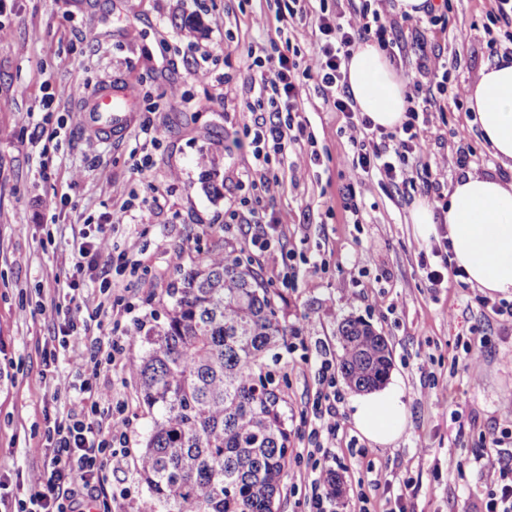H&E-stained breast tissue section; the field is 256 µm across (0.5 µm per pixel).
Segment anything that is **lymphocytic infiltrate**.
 Instances as JSON below:
<instances>
[{"mask_svg": "<svg viewBox=\"0 0 512 512\" xmlns=\"http://www.w3.org/2000/svg\"><path fill=\"white\" fill-rule=\"evenodd\" d=\"M291 2V7L276 13L275 19L284 27L314 18L313 49L303 57L287 43L275 53L253 57L248 66L247 95L241 105L244 111L256 115L252 126L245 129L253 158L244 175L255 192L250 214L258 215L263 198L272 197L278 183L267 172L272 155L291 158L297 169L305 162V154L298 148L303 134L295 130L286 115L297 111L309 80L314 82L324 103L348 119L352 147L348 167L352 175L359 177L376 171L389 183L412 185L419 181L425 193L438 192L439 184L429 176L431 164L424 150L428 133L436 129L442 117L436 101L430 97H408L404 121L388 130L373 125L349 91L346 64L355 44L373 38L381 50L393 51L395 44L387 33L395 28V21L372 10L371 0H350L348 6H337L331 12L314 11L312 0ZM412 156L418 159V166L409 165ZM103 313L99 305L83 317L60 305L50 309L56 332L52 343L43 347L44 361L54 363L57 351H64L70 374L47 376L43 382L55 395L68 397L73 408L46 416L47 454L41 467L28 472L29 494L18 500L16 512H83L81 492L85 489L97 493L100 512H120L127 496L126 490L113 489L107 466L112 458L127 453L130 423L119 409L113 412L109 424L100 423V404L109 395L97 385L105 369L131 375L133 357L127 344V327L121 321H113L110 336L102 345L83 348L74 342L80 328L100 321ZM339 397L335 359L331 353H321L317 400L322 408L315 415V446L308 449V456H315L319 449L335 447ZM486 480L490 487L486 512H512V459L488 462Z\"/></svg>", "mask_w": 512, "mask_h": 512, "instance_id": "lymphocytic-infiltrate-1", "label": "lymphocytic infiltrate"}]
</instances>
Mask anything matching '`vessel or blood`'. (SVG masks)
<instances>
[{"label":"vessel or blood","instance_id":"obj_1","mask_svg":"<svg viewBox=\"0 0 512 512\" xmlns=\"http://www.w3.org/2000/svg\"><path fill=\"white\" fill-rule=\"evenodd\" d=\"M81 124L95 136H109L126 130L134 119V107L128 85L106 82L85 87Z\"/></svg>","mask_w":512,"mask_h":512}]
</instances>
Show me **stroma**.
<instances>
[{"instance_id": "stroma-1", "label": "stroma", "mask_w": 512, "mask_h": 512, "mask_svg": "<svg viewBox=\"0 0 512 512\" xmlns=\"http://www.w3.org/2000/svg\"><path fill=\"white\" fill-rule=\"evenodd\" d=\"M490 0H448L445 31L425 30L428 50L455 61L456 80L472 81L492 64L508 41L503 30L486 34ZM275 0H5L0 25V512H14L24 497L27 472L44 460V416L68 411L52 400L41 373L42 348L53 334L45 315L58 297L56 276L70 264L75 243L95 238L111 224L113 254L132 249L138 265L110 296L91 271L81 307L103 301L118 314L132 313L131 348L142 351L150 329L166 316V290L175 278L168 253L194 260L225 246H244L245 258L280 295L278 317L288 329L269 367L288 402L290 445L278 512H307L297 471L310 468L305 450L314 423L318 349L339 354V323L366 321L392 349L389 380L402 392L406 424L390 445H378L356 428V398L341 386L336 404V445L316 461L339 473L344 494L335 512H485V473L473 458L497 456L484 444L512 429V369L500 357L512 353V318L498 314L503 299L446 276L427 285L421 259L440 235L423 240L411 221L425 194L421 185H393L354 178L347 119L316 91L304 95L294 122L315 141L319 161L292 170L273 157L280 183L266 205L270 248L250 246L246 215L231 218L247 191L239 176L249 168L237 148L251 113L242 111L249 49L272 51L291 41L308 50L310 26L289 27L286 36L258 28L259 15L274 16ZM197 63L206 77L187 73ZM126 79L136 107L132 128L109 140L88 136L77 101L45 114L48 86H81ZM179 98H168L170 88ZM444 109L440 133L428 137L431 163L462 150L473 172L512 180L485 145L468 104L422 85ZM223 106H216V99ZM159 126L157 144L146 142L143 123ZM147 159L151 183L133 164ZM48 163L49 178L39 174ZM160 205L147 209L151 197ZM296 255L285 268L282 251ZM480 350L471 369L467 349ZM123 401L131 423V455L109 465L115 486L129 488L125 512H148L151 496L136 469L150 416L135 377L100 376ZM426 441L429 455L417 451Z\"/></svg>"}]
</instances>
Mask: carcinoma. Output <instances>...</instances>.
Masks as SVG:
<instances>
[{
	"instance_id": "carcinoma-1",
	"label": "carcinoma",
	"mask_w": 512,
	"mask_h": 512,
	"mask_svg": "<svg viewBox=\"0 0 512 512\" xmlns=\"http://www.w3.org/2000/svg\"><path fill=\"white\" fill-rule=\"evenodd\" d=\"M168 296L135 372L152 414L139 474L153 512H277L290 434L266 364L287 336L275 293L230 247L178 265ZM338 335L347 386H383L386 338L356 318L342 320Z\"/></svg>"
}]
</instances>
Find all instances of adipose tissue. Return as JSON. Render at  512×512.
Masks as SVG:
<instances>
[{
    "instance_id": "obj_1",
    "label": "adipose tissue",
    "mask_w": 512,
    "mask_h": 512,
    "mask_svg": "<svg viewBox=\"0 0 512 512\" xmlns=\"http://www.w3.org/2000/svg\"><path fill=\"white\" fill-rule=\"evenodd\" d=\"M348 85L374 125L387 129L405 119L406 87L374 43L360 44L347 65ZM469 106L494 157L512 167V58L482 68ZM451 259L476 288L512 296V181L467 173L453 184L444 213ZM353 419L370 441L386 445L399 435L404 404L397 386L358 398Z\"/></svg>"
}]
</instances>
